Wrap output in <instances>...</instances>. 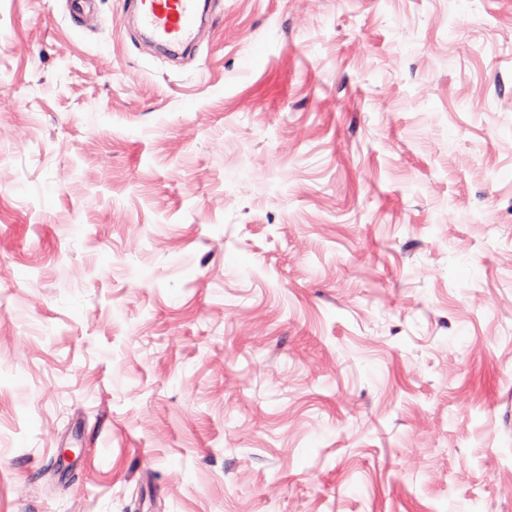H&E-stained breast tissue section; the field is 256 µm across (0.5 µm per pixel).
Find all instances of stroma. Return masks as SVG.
Masks as SVG:
<instances>
[{"mask_svg":"<svg viewBox=\"0 0 512 512\" xmlns=\"http://www.w3.org/2000/svg\"><path fill=\"white\" fill-rule=\"evenodd\" d=\"M208 5L0 0V512H512V0ZM200 7L199 0H129L128 4L155 39L179 47L193 43Z\"/></svg>","mask_w":512,"mask_h":512,"instance_id":"stroma-1","label":"stroma"}]
</instances>
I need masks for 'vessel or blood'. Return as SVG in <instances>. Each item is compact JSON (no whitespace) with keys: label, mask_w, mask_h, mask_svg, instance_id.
Instances as JSON below:
<instances>
[{"label":"vessel or blood","mask_w":512,"mask_h":512,"mask_svg":"<svg viewBox=\"0 0 512 512\" xmlns=\"http://www.w3.org/2000/svg\"><path fill=\"white\" fill-rule=\"evenodd\" d=\"M128 8L155 39L180 47L193 43L200 0H129Z\"/></svg>","instance_id":"1"}]
</instances>
